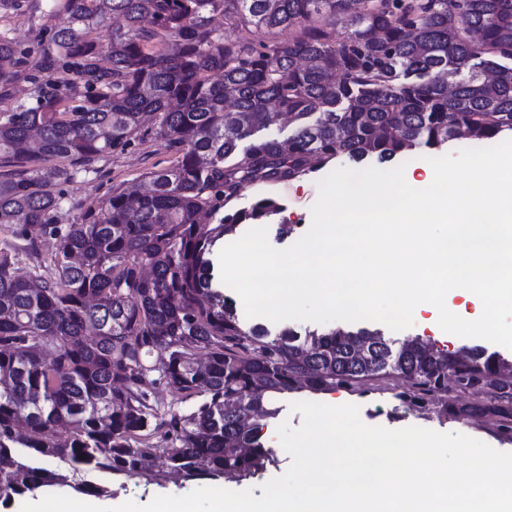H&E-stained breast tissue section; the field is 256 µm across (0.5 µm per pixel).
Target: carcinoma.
I'll return each mask as SVG.
<instances>
[{
	"mask_svg": "<svg viewBox=\"0 0 512 512\" xmlns=\"http://www.w3.org/2000/svg\"><path fill=\"white\" fill-rule=\"evenodd\" d=\"M67 24L0 113V505L46 488L112 495L114 475L209 487L276 462L275 399L392 375L403 401L448 414V388L512 436V380L486 348L342 328L272 337L213 289L209 256L283 211L274 185L345 156L383 166L456 139L512 138V0H60ZM239 31L211 26L214 16ZM123 27L108 45L97 30ZM27 53L0 30V83ZM288 134L281 138V117ZM176 157L79 201L57 186L148 134ZM55 249L43 252V240ZM28 272H19L20 264ZM156 351L163 358L153 361ZM160 387L189 406L160 409Z\"/></svg>",
	"mask_w": 512,
	"mask_h": 512,
	"instance_id": "cac0c4a2",
	"label": "carcinoma"
}]
</instances>
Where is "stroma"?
Here are the masks:
<instances>
[{"mask_svg":"<svg viewBox=\"0 0 512 512\" xmlns=\"http://www.w3.org/2000/svg\"><path fill=\"white\" fill-rule=\"evenodd\" d=\"M66 22L65 14L51 12L48 0H27L26 11L9 18L8 27L11 36L16 39L21 49L27 51L31 61L35 62L40 57L43 35H46L51 28L62 26ZM171 158V153L166 151L163 144L148 137L140 144L112 155L109 160L101 163L99 173L79 175L73 183L66 185L65 192L71 200L97 202L110 195L113 185L139 179L145 169L152 165L167 166ZM324 176V171L320 170L276 188L275 193L283 199L286 208L277 216L275 223L268 227V239L273 247L287 248L305 234L307 227L311 224V208L318 197L317 183ZM282 224L295 225V233L285 238L280 237L278 227ZM385 335L399 342L408 337H417L442 351H457L475 344L474 339L445 333L438 324L428 325L419 319L415 320L410 328L402 331L389 329L386 330ZM401 391V379L395 375L375 382L363 393L345 389L318 393L302 391L277 399L276 405L280 412L277 418L269 420L265 430L270 447L276 451V463L263 473L248 479L219 480V487L234 491L249 489L252 490L254 497L258 498L263 494V484L288 469L291 458L284 449H281L276 429L279 423L285 420L290 421L295 427L301 425V414H294L289 410L290 403L295 401H315L330 405L351 403L358 406L359 417L368 426H381L390 430L418 426L440 433H460L480 440L497 451L512 453V441H507L500 435L496 423L488 416L479 412L463 418L452 412L445 416L418 412L409 408L401 400ZM178 492V487L171 483L162 488L147 483L139 476L119 475L112 479L111 501L119 505L132 500L143 505L157 495L163 493L175 495Z\"/></svg>","mask_w":512,"mask_h":512,"instance_id":"35a3bbf8","label":"stroma"}]
</instances>
